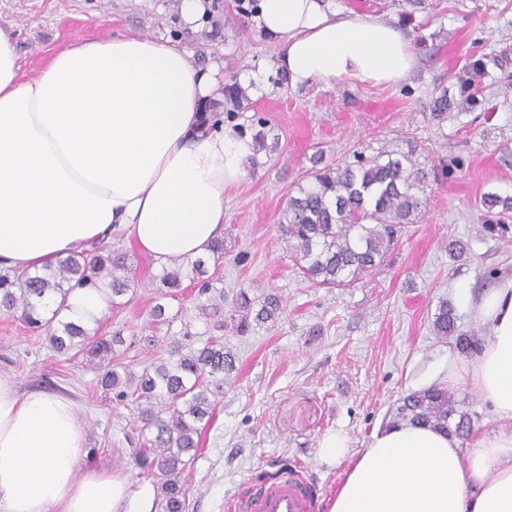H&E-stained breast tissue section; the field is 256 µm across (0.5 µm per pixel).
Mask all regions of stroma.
Here are the masks:
<instances>
[{
    "mask_svg": "<svg viewBox=\"0 0 512 512\" xmlns=\"http://www.w3.org/2000/svg\"><path fill=\"white\" fill-rule=\"evenodd\" d=\"M351 17L389 18L411 39L415 68L400 84L364 87L336 79L293 88L255 86L248 108L230 127L265 120L279 149L224 198V257L218 273L225 294L269 292L282 302L276 322L225 333L238 357L224 380V395L202 434L200 449L183 472L187 512H226L232 500L258 491L271 473L293 466L316 488L314 512H325L343 466L319 460L323 435L345 431L352 451L394 421L404 396L437 384L473 419V431L495 425L492 406L467 380L448 369L466 361L452 339L435 335L434 313L452 304L461 330L484 335L468 298L489 277L512 276V232L481 228L483 194H512V0H335ZM199 33L181 17L182 0H0V28L11 31L24 77H34L75 38L140 35L186 49L193 66H223L225 83L271 64L275 45L260 30L254 0H204ZM483 60L481 102L438 121L432 105L441 92L458 95L466 62ZM413 150L423 174L426 203L405 227L379 269L352 285L324 288L299 273L279 222L298 185L307 183L311 158L325 162ZM466 244L451 257L448 243ZM112 248L127 253L137 284L124 305L107 307L97 335H120L119 359L132 374L166 358L170 341L191 332L190 346L213 335L212 317L200 310L196 288L160 297L161 273L126 232H113ZM164 303L167 322L151 309ZM96 360L52 351L42 331L0 314V376L18 391L53 387L81 406L93 466L124 474L134 487L156 488V478L133 465L128 436L141 423L135 403L116 402L103 390Z\"/></svg>",
    "mask_w": 512,
    "mask_h": 512,
    "instance_id": "stroma-1",
    "label": "stroma"
}]
</instances>
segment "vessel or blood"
Here are the masks:
<instances>
[{"label":"vessel or blood","mask_w":512,"mask_h":512,"mask_svg":"<svg viewBox=\"0 0 512 512\" xmlns=\"http://www.w3.org/2000/svg\"><path fill=\"white\" fill-rule=\"evenodd\" d=\"M315 503L311 483L296 471H282L256 493L243 497L237 512H312Z\"/></svg>","instance_id":"1"}]
</instances>
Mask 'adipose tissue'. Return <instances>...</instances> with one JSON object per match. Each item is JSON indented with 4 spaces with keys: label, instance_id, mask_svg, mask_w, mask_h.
<instances>
[{
    "label": "adipose tissue",
    "instance_id": "ef3b65f1",
    "mask_svg": "<svg viewBox=\"0 0 512 512\" xmlns=\"http://www.w3.org/2000/svg\"><path fill=\"white\" fill-rule=\"evenodd\" d=\"M291 87L331 78L369 87L410 74L411 43L379 16L352 18L333 0H258ZM0 30V269H42L76 245L127 230L158 266L208 255L224 237V196L246 176L252 139L200 131L224 94L215 66L137 35L79 40L21 79ZM487 341L463 372L496 413L471 447L399 421L350 454L326 433L319 459L344 465L326 512H512V276L470 298ZM69 396L18 392L0 378V512H156L155 494L122 474L83 470L87 432Z\"/></svg>",
    "mask_w": 512,
    "mask_h": 512
}]
</instances>
